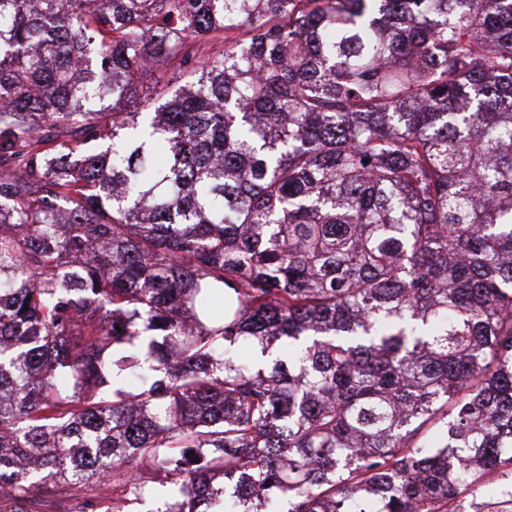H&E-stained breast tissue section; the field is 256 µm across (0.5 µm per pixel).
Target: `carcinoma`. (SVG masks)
<instances>
[{"instance_id":"carcinoma-1","label":"carcinoma","mask_w":512,"mask_h":512,"mask_svg":"<svg viewBox=\"0 0 512 512\" xmlns=\"http://www.w3.org/2000/svg\"><path fill=\"white\" fill-rule=\"evenodd\" d=\"M147 465L165 512L512 475V0H0V497Z\"/></svg>"}]
</instances>
